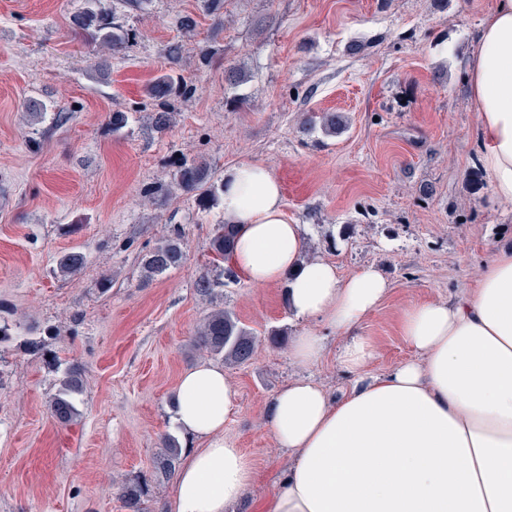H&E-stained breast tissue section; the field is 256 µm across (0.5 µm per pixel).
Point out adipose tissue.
<instances>
[{
  "instance_id": "adipose-tissue-1",
  "label": "adipose tissue",
  "mask_w": 512,
  "mask_h": 512,
  "mask_svg": "<svg viewBox=\"0 0 512 512\" xmlns=\"http://www.w3.org/2000/svg\"><path fill=\"white\" fill-rule=\"evenodd\" d=\"M470 88L482 164L496 197L512 203V0L482 22ZM222 207L236 226L232 266L256 285L285 283L296 317L344 339L342 396L301 377L273 401L271 430L290 463L260 512H512V245L491 250L475 287L405 308L414 355L373 374L375 346L360 330L389 292L383 274L343 278L332 264L301 262L302 227L262 164L225 172ZM234 411L221 366L181 377L185 461L172 512H225L243 497L253 466L224 439Z\"/></svg>"
}]
</instances>
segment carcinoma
Instances as JSON below:
<instances>
[{
    "instance_id": "cac0c4a2",
    "label": "carcinoma",
    "mask_w": 512,
    "mask_h": 512,
    "mask_svg": "<svg viewBox=\"0 0 512 512\" xmlns=\"http://www.w3.org/2000/svg\"><path fill=\"white\" fill-rule=\"evenodd\" d=\"M75 22L85 34L89 45L106 48L114 54L120 53L129 40L128 31L115 22L113 12L101 7V0H85V8L75 17ZM183 45L176 43L167 51L169 68L156 77L146 88V94L153 106L155 127L161 131L169 128L176 112L175 103L194 92L192 83L176 73L174 65L182 56ZM348 124L347 117L340 112H324L308 115L301 125L305 134L321 129L327 136L343 132ZM173 188L188 196L199 211L211 209L221 200L224 183L216 184L212 172L204 159H182L176 163ZM236 225L226 221L220 225L211 239L212 263L217 266L229 258L234 244ZM186 260L183 232L174 228L161 238L145 255L143 269L145 280L149 281L164 272L181 266ZM86 255L81 251H71L60 257L53 269L55 275L72 278L84 267ZM191 343L196 350L214 358L224 360L229 365L241 366L250 362L258 349L257 334L245 326L236 314L219 308L211 311L192 336ZM85 373L83 367L74 362L67 363L59 381V387L51 399L50 409L55 420L67 425L79 416L76 397L84 391ZM180 458V446L176 437L167 434L163 437V448L156 457L159 474L168 476L175 471ZM122 499L130 512H143L141 493L134 486L123 488Z\"/></svg>"
}]
</instances>
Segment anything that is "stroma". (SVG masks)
<instances>
[{
  "instance_id": "obj_1",
  "label": "stroma",
  "mask_w": 512,
  "mask_h": 512,
  "mask_svg": "<svg viewBox=\"0 0 512 512\" xmlns=\"http://www.w3.org/2000/svg\"><path fill=\"white\" fill-rule=\"evenodd\" d=\"M83 3L0 0V512H127L122 486L134 481L149 488L144 512H171L174 480L154 460L164 435L181 434L180 377L207 361L190 338L222 307L263 337L250 363L224 368L236 392L224 438L255 471L229 512H254L289 464L269 427L274 398L299 377L340 396L342 340L318 326L326 354L300 366L291 343L311 327L283 285L240 274L197 294L224 211L170 194L175 163L206 158L219 180L242 163L265 165L310 260L344 277L378 268L389 294L362 333L376 346L369 371L385 372L413 355L403 310L472 287L492 246L512 243V204L481 164L468 86L496 0H224L220 25L203 0H144L116 7L129 33L118 55L84 40L73 23ZM187 13L192 35L180 28ZM176 42L195 92L160 132L145 89ZM202 46L211 59H200ZM230 67L242 82L225 80ZM33 102L53 104L55 116L34 120ZM115 112L129 116L117 132ZM311 112L344 113L348 128L303 134ZM176 225L185 263L142 283L143 257ZM75 247L86 266L56 277V258ZM61 360L87 379L69 425L50 411Z\"/></svg>"
}]
</instances>
